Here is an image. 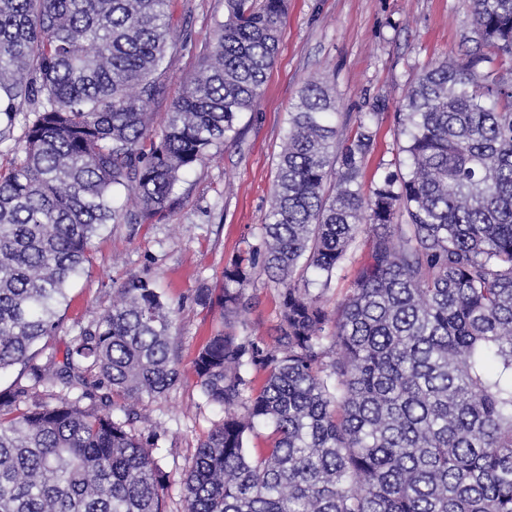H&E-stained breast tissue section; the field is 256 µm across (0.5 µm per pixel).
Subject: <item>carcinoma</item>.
I'll list each match as a JSON object with an SVG mask.
<instances>
[{
  "instance_id": "cac0c4a2",
  "label": "carcinoma",
  "mask_w": 512,
  "mask_h": 512,
  "mask_svg": "<svg viewBox=\"0 0 512 512\" xmlns=\"http://www.w3.org/2000/svg\"><path fill=\"white\" fill-rule=\"evenodd\" d=\"M473 5L481 41L409 87L404 159L367 193L381 105L338 126L330 88L303 83L262 245L224 268L238 289L220 301L237 313L266 273L278 336L220 326L198 350L200 397L224 419L195 451L182 512H512V79L493 76L512 57V0ZM285 10L224 0L157 130L172 0H0V144L20 119L24 142L0 169V372L20 364L28 379L0 392V512H164L157 433L127 430L181 378L155 282L113 289L62 360L34 347L59 327L94 238L169 211L184 172L237 135ZM365 233L330 310L323 294ZM259 427L268 446L253 452Z\"/></svg>"
}]
</instances>
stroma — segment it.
<instances>
[{
    "mask_svg": "<svg viewBox=\"0 0 512 512\" xmlns=\"http://www.w3.org/2000/svg\"><path fill=\"white\" fill-rule=\"evenodd\" d=\"M173 9L167 93L153 106L160 115L195 74L201 47L224 19V0H174ZM282 30L276 63L254 111L242 113L238 138L184 175L173 210L142 224L108 225L94 239L92 262L60 309V327L39 349L42 360L62 353L72 336L99 320L113 288L128 278H152L165 293L176 309L181 379L165 396L142 401L144 418L131 430L160 435L154 456L170 479L168 512H180L182 481L196 448L223 417L199 397L193 371L199 347L219 326L267 344L277 334L280 290L265 274L244 288L246 308L237 315L201 307L195 295L200 288L221 295L225 266L259 247L288 109L300 86L322 79L343 114L368 112L383 101L363 180L368 186L395 169V109L420 71L458 57L479 37L472 0H288Z\"/></svg>",
    "mask_w": 512,
    "mask_h": 512,
    "instance_id": "1",
    "label": "stroma"
}]
</instances>
